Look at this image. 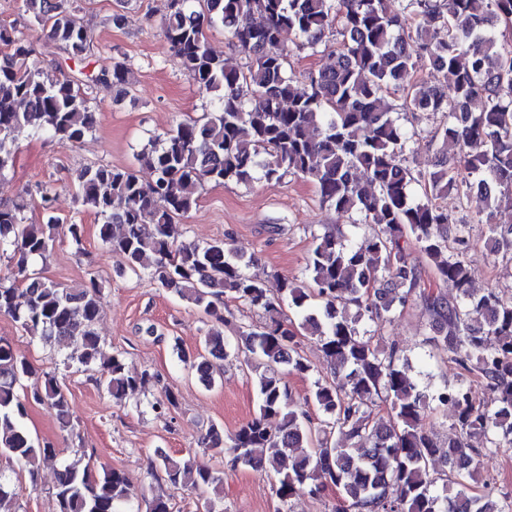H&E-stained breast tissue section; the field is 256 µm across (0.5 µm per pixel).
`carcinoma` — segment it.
Instances as JSON below:
<instances>
[{
  "instance_id": "cac0c4a2",
  "label": "carcinoma",
  "mask_w": 512,
  "mask_h": 512,
  "mask_svg": "<svg viewBox=\"0 0 512 512\" xmlns=\"http://www.w3.org/2000/svg\"><path fill=\"white\" fill-rule=\"evenodd\" d=\"M22 2L69 58L82 61L91 53V33L61 0ZM197 2L170 0L161 30L175 62L214 96L215 110L151 139L136 155L137 170L82 168L77 197L100 219L102 245L131 273L217 321H224L226 296L265 315L263 323L239 331L236 343L255 374L258 413L227 438L211 429L204 447L231 469L273 474L278 512H288L301 492L314 497L329 487L338 492L335 512H512V497L499 504L488 485H472L476 456L512 447V297L471 288L458 251L468 243L465 226L454 225L448 235V209L437 203L452 191L463 193L471 223L491 225L486 247L512 253V224L494 223L497 194H512V45L498 37L499 27L512 21V0H402L398 12L390 0H210L209 10ZM256 15L262 23H254ZM217 26L248 57L246 69L226 68L211 49L205 30ZM445 26L443 40L437 31ZM332 29L342 40L330 64L295 80L293 48L314 50ZM418 68L442 81L402 82ZM107 82L128 83L123 63L87 77L82 87L62 71L37 66L25 39L0 26V173L13 165L11 145L22 133L81 142L96 124L88 89ZM391 90L401 94L404 111L447 117L432 136L440 155L423 177L421 198L403 164L409 137L386 102ZM475 101L477 110L470 108ZM450 142L459 146L453 156ZM288 174L313 182L337 213H359L377 225L359 246L329 231L314 236L309 285L278 278L270 286L247 275L250 260L226 243L173 237L174 220L197 205L204 183L248 185ZM53 201L52 190L42 192L44 224L27 222L22 203L0 205V252L15 260L12 284H0V314L46 342L73 345L78 363L100 373L99 382L120 402L153 376L131 374L121 354L103 351L94 329L99 284L91 278L66 288L32 269L53 247ZM407 237L453 294L421 287L419 268L402 246ZM418 299L430 316L426 342L481 379L488 402L477 400L464 380L429 393L410 374L402 348L374 345L375 332ZM287 308L300 323L290 321ZM303 330L316 337L334 375L314 382L311 398L322 414L316 423L294 408L283 376L303 378L312 370L300 353ZM227 356L224 337L210 334L190 366L205 368L210 387ZM32 401L48 405L59 429L73 434L68 394L55 373H36L0 337V456L28 468L35 481L55 452L25 426ZM382 404L390 410L385 426L371 419ZM448 404L457 434L441 444L423 420ZM474 435L485 438L486 449L468 443ZM159 471L214 512L210 493L223 484V471L166 455L152 464L151 475ZM55 496L60 512H125L135 492L114 468L63 464ZM0 512H15V493L2 475Z\"/></svg>"
}]
</instances>
